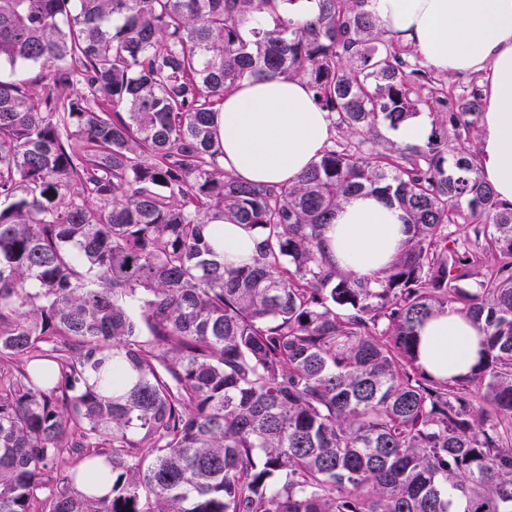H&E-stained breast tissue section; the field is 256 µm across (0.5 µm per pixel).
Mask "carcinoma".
<instances>
[{
	"label": "carcinoma",
	"mask_w": 512,
	"mask_h": 512,
	"mask_svg": "<svg viewBox=\"0 0 512 512\" xmlns=\"http://www.w3.org/2000/svg\"><path fill=\"white\" fill-rule=\"evenodd\" d=\"M288 2L0 0V512H512V205L457 146L482 96L422 150L335 142L243 183L215 132L239 84L304 79L361 135L427 76L367 0ZM364 191L409 236L358 279L321 235ZM224 218L249 261L215 252ZM448 308L481 351L442 381L417 329ZM211 224H216L212 230L216 239L214 248L217 253L224 251V262L235 264L247 262L259 242V234L255 230L245 229L239 224L226 220Z\"/></svg>",
	"instance_id": "obj_1"
}]
</instances>
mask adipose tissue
I'll return each instance as SVG.
<instances>
[{
  "mask_svg": "<svg viewBox=\"0 0 512 512\" xmlns=\"http://www.w3.org/2000/svg\"><path fill=\"white\" fill-rule=\"evenodd\" d=\"M382 29L442 74L480 72L485 107L478 175L497 199L512 204V0H369ZM226 172L258 185L292 184L319 159L330 119L300 78L261 77L224 96L217 118ZM225 261L247 262L256 231L228 221L213 228ZM405 214L376 195L344 202L322 231L340 270L373 277L407 239ZM422 367L438 379L468 375L479 358L476 329L454 310L418 329Z\"/></svg>",
  "mask_w": 512,
  "mask_h": 512,
  "instance_id": "ef3b65f1",
  "label": "adipose tissue"
}]
</instances>
